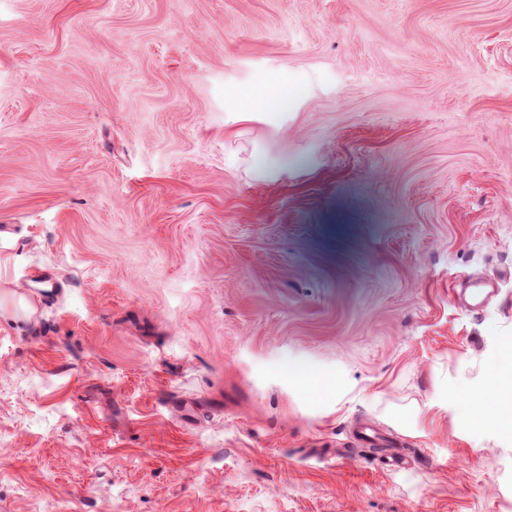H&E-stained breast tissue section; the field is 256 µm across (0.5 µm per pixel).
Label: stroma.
I'll return each mask as SVG.
<instances>
[{
  "instance_id": "35a3bbf8",
  "label": "stroma",
  "mask_w": 512,
  "mask_h": 512,
  "mask_svg": "<svg viewBox=\"0 0 512 512\" xmlns=\"http://www.w3.org/2000/svg\"><path fill=\"white\" fill-rule=\"evenodd\" d=\"M509 336L512 0H0V512H512Z\"/></svg>"
}]
</instances>
